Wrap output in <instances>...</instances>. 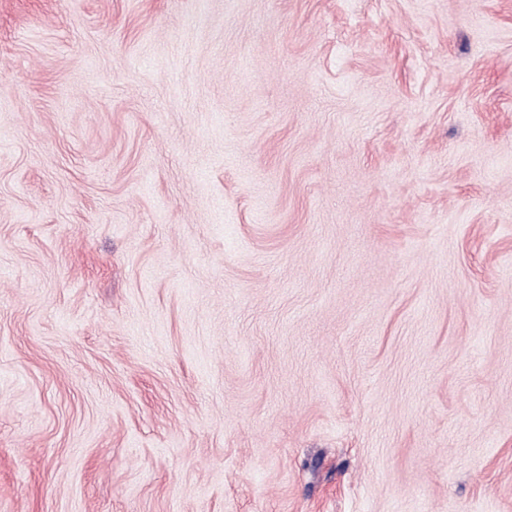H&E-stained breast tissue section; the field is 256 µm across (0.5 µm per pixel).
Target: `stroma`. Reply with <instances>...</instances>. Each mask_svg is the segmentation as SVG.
Here are the masks:
<instances>
[{"mask_svg": "<svg viewBox=\"0 0 512 512\" xmlns=\"http://www.w3.org/2000/svg\"><path fill=\"white\" fill-rule=\"evenodd\" d=\"M0 512H512V0H0Z\"/></svg>", "mask_w": 512, "mask_h": 512, "instance_id": "1", "label": "stroma"}]
</instances>
